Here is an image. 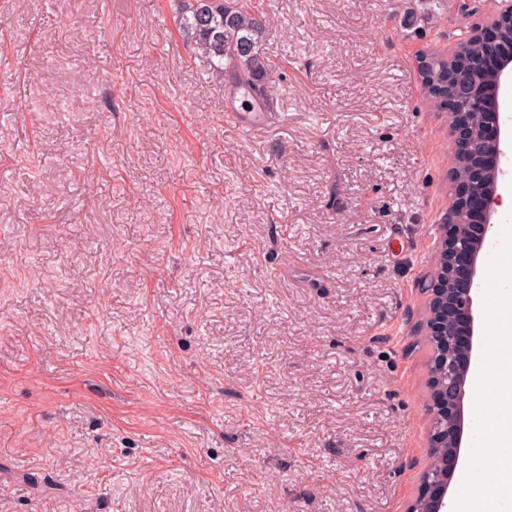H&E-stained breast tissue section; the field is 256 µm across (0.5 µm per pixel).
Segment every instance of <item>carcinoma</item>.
<instances>
[{
    "label": "carcinoma",
    "mask_w": 512,
    "mask_h": 512,
    "mask_svg": "<svg viewBox=\"0 0 512 512\" xmlns=\"http://www.w3.org/2000/svg\"><path fill=\"white\" fill-rule=\"evenodd\" d=\"M178 7L180 28L208 58L212 77L222 83L229 75L233 85L244 86L256 98H267L272 64L259 46L266 27L262 13L244 0H178ZM425 58L427 65L419 67V78L439 109L451 99L467 112H480L471 103L474 66L463 51ZM450 69L458 72L452 86L446 80Z\"/></svg>",
    "instance_id": "cac0c4a2"
}]
</instances>
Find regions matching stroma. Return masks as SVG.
Instances as JSON below:
<instances>
[{"instance_id": "obj_1", "label": "stroma", "mask_w": 512, "mask_h": 512, "mask_svg": "<svg viewBox=\"0 0 512 512\" xmlns=\"http://www.w3.org/2000/svg\"><path fill=\"white\" fill-rule=\"evenodd\" d=\"M490 7L258 0L245 130L175 0H0V512H404L455 195L419 58ZM511 330L481 286V483ZM269 103L253 102L244 106L241 92L227 90L224 95V121L244 129H255L269 125L273 119Z\"/></svg>"}]
</instances>
